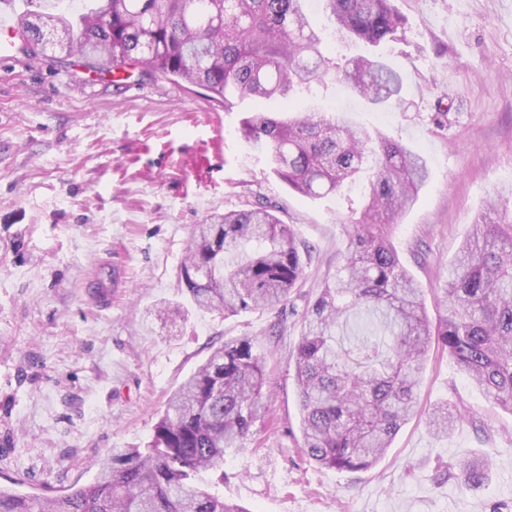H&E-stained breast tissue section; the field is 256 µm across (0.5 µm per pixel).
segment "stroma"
Masks as SVG:
<instances>
[{
    "instance_id": "1",
    "label": "stroma",
    "mask_w": 512,
    "mask_h": 512,
    "mask_svg": "<svg viewBox=\"0 0 512 512\" xmlns=\"http://www.w3.org/2000/svg\"><path fill=\"white\" fill-rule=\"evenodd\" d=\"M394 4L405 29L381 53L403 76L404 107H373L341 83L300 105L346 113L426 158L429 180L391 240L434 321L449 263L486 200L512 185V0ZM444 97L454 106L440 124ZM243 118L181 82L67 70L49 54L0 62V486L56 496L92 482L110 449L146 446L213 346L248 337L265 359L268 414L226 455L225 499L249 512H512V414L436 350L418 417L375 466L310 460L293 354L360 193L289 189L245 142ZM261 204L313 248L298 288L273 312L197 311L180 272L192 230ZM162 303L180 316H154ZM442 400L469 406L491 435L466 421L430 435L423 415ZM482 456L480 492L443 478Z\"/></svg>"
}]
</instances>
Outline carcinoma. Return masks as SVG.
<instances>
[{
    "label": "carcinoma",
    "instance_id": "cac0c4a2",
    "mask_svg": "<svg viewBox=\"0 0 512 512\" xmlns=\"http://www.w3.org/2000/svg\"><path fill=\"white\" fill-rule=\"evenodd\" d=\"M308 0H25L17 25L37 57L61 30V59L93 71L143 76L201 89L232 112L248 101L244 139L288 187L306 197L336 193L366 176L336 273L307 307L295 350L303 448L320 466L367 470L414 414L431 347L512 414V210L493 202L451 262L444 312L428 319L424 292L400 263L391 223L429 178L425 159L401 141L352 123L343 112L300 108L298 94L336 81L373 105L402 100L401 74L376 54L336 63L313 25ZM332 39L372 47L395 39L405 18L393 0H323ZM308 250L294 227L263 207L197 225L181 276L199 311L226 316L283 304L303 277ZM264 365L252 340L224 342L171 395L144 448H114L95 480L39 497L0 487V512H249L201 487L224 482V456L245 448L267 412ZM480 418L446 402L428 413L435 436ZM458 479L488 482L482 459Z\"/></svg>",
    "mask_w": 512,
    "mask_h": 512
}]
</instances>
